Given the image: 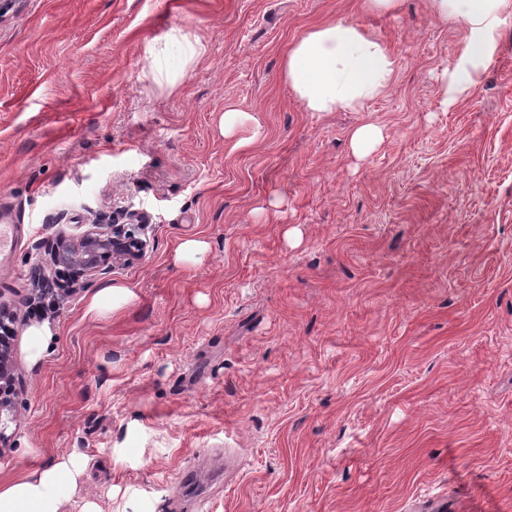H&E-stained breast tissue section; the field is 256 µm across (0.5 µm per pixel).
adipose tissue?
Returning a JSON list of instances; mask_svg holds the SVG:
<instances>
[{"instance_id":"ef3b65f1","label":"adipose tissue","mask_w":512,"mask_h":512,"mask_svg":"<svg viewBox=\"0 0 512 512\" xmlns=\"http://www.w3.org/2000/svg\"><path fill=\"white\" fill-rule=\"evenodd\" d=\"M436 11L467 32L459 57L441 75L447 104L470 96L496 49V33L512 16V0H433ZM282 77L308 112H360L396 78L388 48L359 23L334 20L305 31L282 61ZM87 462L71 453L0 483V512H69Z\"/></svg>"}]
</instances>
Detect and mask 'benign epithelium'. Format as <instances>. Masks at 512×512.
<instances>
[{
	"instance_id": "obj_1",
	"label": "benign epithelium",
	"mask_w": 512,
	"mask_h": 512,
	"mask_svg": "<svg viewBox=\"0 0 512 512\" xmlns=\"http://www.w3.org/2000/svg\"><path fill=\"white\" fill-rule=\"evenodd\" d=\"M142 223V216L133 211L114 214L110 220L101 217L93 228L76 239L59 237L54 259L59 264L77 266L92 276L104 275L108 272L107 260L125 263L142 256L145 244L131 230V226ZM10 308V303L0 300V415L12 411L11 403L4 399L13 352L10 336L14 332L6 323V320L14 319Z\"/></svg>"
}]
</instances>
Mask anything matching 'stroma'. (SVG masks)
<instances>
[{
    "label": "stroma",
    "mask_w": 512,
    "mask_h": 512,
    "mask_svg": "<svg viewBox=\"0 0 512 512\" xmlns=\"http://www.w3.org/2000/svg\"><path fill=\"white\" fill-rule=\"evenodd\" d=\"M364 3L0 0V205L21 225L0 296L22 318L1 482L76 451L72 512H512V17L447 106L464 28L432 0ZM333 18L394 54L366 111H305L282 77ZM175 34L205 53L172 84L154 53ZM366 122L384 138L359 159ZM127 210L144 255L61 280L52 242ZM187 238L202 260L176 261ZM39 264L63 295L45 308ZM108 282L134 300L88 316ZM250 119L252 118L247 113L234 108H228L224 111L221 120V132L224 135V140L231 144L233 149L245 146L242 141L236 140V134L238 128ZM349 140L353 154L358 158H363L374 151L383 141V131L378 125L367 122L355 127Z\"/></svg>",
    "instance_id": "1"
}]
</instances>
